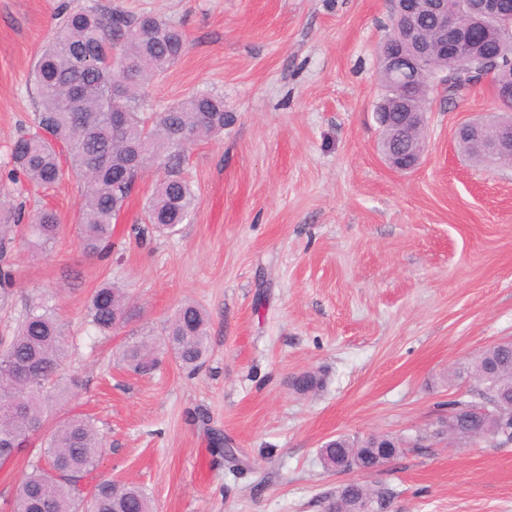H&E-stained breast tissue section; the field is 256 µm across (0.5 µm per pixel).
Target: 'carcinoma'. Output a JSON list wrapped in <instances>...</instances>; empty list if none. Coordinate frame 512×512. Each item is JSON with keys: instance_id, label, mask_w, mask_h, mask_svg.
<instances>
[{"instance_id": "cac0c4a2", "label": "carcinoma", "mask_w": 512, "mask_h": 512, "mask_svg": "<svg viewBox=\"0 0 512 512\" xmlns=\"http://www.w3.org/2000/svg\"><path fill=\"white\" fill-rule=\"evenodd\" d=\"M497 24L480 28L481 44L464 58H432L413 69L415 96L410 107L399 103L390 86V76L379 65L384 94L377 111L391 117L384 130L394 132L399 113L427 111L435 73L448 77L446 91L462 97L471 89L478 73L494 70L493 86L512 85V39L496 37ZM499 44L498 56L489 60L483 45ZM187 48L184 33L154 16L134 17L114 8L93 4L64 15L53 36L41 47L35 62V90L39 111L35 127L18 136L11 147L9 171L15 183L25 181L50 188L65 171L83 187V203L77 225L80 246L87 255H102L110 247L112 223L123 211L140 174L154 168L163 173L155 184L144 211V223L158 231H172L189 220L195 208L193 185L184 172L179 145L224 131L227 113L224 99L198 92L184 102L162 112L141 111L142 84L164 73ZM114 58L111 66L99 71L77 66L84 59L95 64ZM122 92L112 97L115 79ZM75 82L90 89L80 111L70 108L68 90ZM121 112V126L112 125V111ZM492 126L475 122L472 129L456 136L458 147L469 159L489 164L485 154L475 150L474 134ZM21 214H0V245L20 227ZM59 215L50 209L34 212L26 229L27 245L39 254L52 247L60 234ZM13 270L0 266V300L9 298ZM134 315L125 291L109 283L100 285L89 298L90 326L102 335L112 333ZM208 318L201 306L187 301L180 306L165 329L160 342L181 368L190 372L202 365L209 353ZM66 358V336L56 307L44 297L33 298L24 318L13 333L0 338V403L13 406L0 420V449L22 445L40 435L55 378ZM121 360L138 374H149L159 364L153 355V341L143 339L126 345ZM480 384L479 401H456L448 419L438 422L433 437L454 436L468 440L492 430L493 420L480 413L491 402L512 400V343L486 348L466 368ZM316 373L306 371L293 379L299 392L318 387ZM414 438L396 439L387 435L349 437L340 435L325 449L329 466L340 464L345 471L367 470L379 460H389L411 444ZM101 451L99 435L91 421L75 414L64 419L44 439V463L35 464L22 479L13 512H75L73 478L94 470ZM339 494L345 512H388L392 490L362 482H351ZM95 512H151L148 498L134 484L101 480L94 489Z\"/></svg>"}]
</instances>
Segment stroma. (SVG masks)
Listing matches in <instances>:
<instances>
[{
  "label": "stroma",
  "instance_id": "35a3bbf8",
  "mask_svg": "<svg viewBox=\"0 0 512 512\" xmlns=\"http://www.w3.org/2000/svg\"><path fill=\"white\" fill-rule=\"evenodd\" d=\"M99 4L151 13L182 30L186 53L142 89L161 112L199 91L223 97V133L185 148L196 209L175 232L132 231L160 174L136 182L113 225L112 253L83 252L75 230L82 187L45 191L7 178L13 140L37 110L32 72L61 15ZM389 0H0V210L57 211L63 229L43 257L22 239L0 305L11 335L33 296L52 294L69 343L46 430L71 413L103 443L102 479L134 482L153 512H321L323 497L368 480L394 493L389 512H512V443L452 441L404 450L378 471L328 470L322 446L340 435L411 437L473 400L459 375L512 337V164L487 168L458 148L465 122L499 105L483 84L432 94L417 169L376 151L378 46ZM106 282L138 318L91 336L86 307ZM208 316L210 352L195 374L170 357L150 374L119 360L129 342L162 336L181 304ZM317 373L300 394L291 379ZM224 433L235 461L212 454ZM40 446L0 466V512Z\"/></svg>",
  "mask_w": 512,
  "mask_h": 512
}]
</instances>
